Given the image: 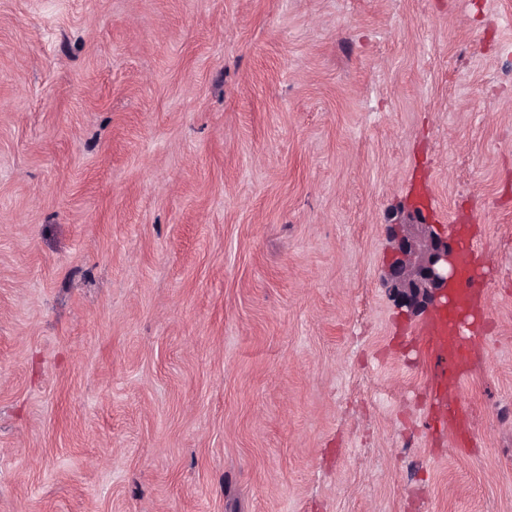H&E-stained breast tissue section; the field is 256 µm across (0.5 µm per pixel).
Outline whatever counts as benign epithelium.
I'll use <instances>...</instances> for the list:
<instances>
[{"mask_svg":"<svg viewBox=\"0 0 512 512\" xmlns=\"http://www.w3.org/2000/svg\"><path fill=\"white\" fill-rule=\"evenodd\" d=\"M421 217L423 213L417 208L415 223L400 225L401 233L388 267L389 288L400 305L412 312L433 303L448 306V286L459 275L454 242Z\"/></svg>","mask_w":512,"mask_h":512,"instance_id":"obj_1","label":"benign epithelium"}]
</instances>
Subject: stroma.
<instances>
[{
  "label": "stroma",
  "mask_w": 512,
  "mask_h": 512,
  "mask_svg": "<svg viewBox=\"0 0 512 512\" xmlns=\"http://www.w3.org/2000/svg\"><path fill=\"white\" fill-rule=\"evenodd\" d=\"M419 203L488 258L466 447ZM0 512H512V0H0Z\"/></svg>",
  "instance_id": "35a3bbf8"
}]
</instances>
